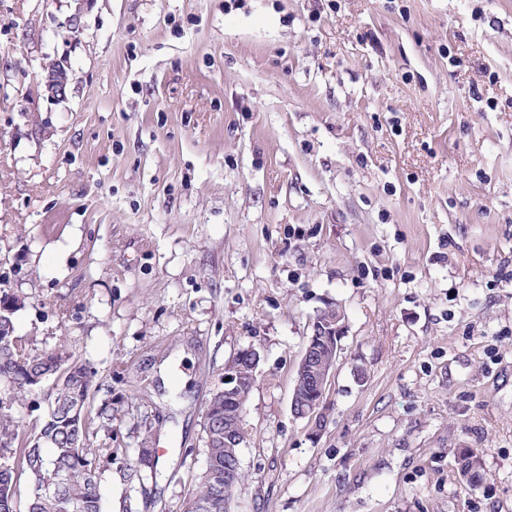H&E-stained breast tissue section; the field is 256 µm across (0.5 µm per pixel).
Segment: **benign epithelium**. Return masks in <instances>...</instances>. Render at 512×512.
Listing matches in <instances>:
<instances>
[{
	"instance_id": "obj_1",
	"label": "benign epithelium",
	"mask_w": 512,
	"mask_h": 512,
	"mask_svg": "<svg viewBox=\"0 0 512 512\" xmlns=\"http://www.w3.org/2000/svg\"><path fill=\"white\" fill-rule=\"evenodd\" d=\"M67 79L63 68L56 65L48 72L47 88L52 96L63 98L66 95ZM340 319L317 320L313 325V334L309 337L298 366V379L293 389L291 412L296 418L313 419L326 391L329 373L336 361L334 352L338 351L340 339ZM240 360L249 369L251 380H256V369L260 353L253 347L237 352ZM224 418H240L244 410L246 396L243 394L245 378L234 364L224 368Z\"/></svg>"
}]
</instances>
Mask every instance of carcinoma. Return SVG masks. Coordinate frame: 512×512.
I'll return each mask as SVG.
<instances>
[{"mask_svg":"<svg viewBox=\"0 0 512 512\" xmlns=\"http://www.w3.org/2000/svg\"><path fill=\"white\" fill-rule=\"evenodd\" d=\"M18 297L0 291V512H17V478L31 485L25 512H103L100 480L112 471L119 449L112 447V401L93 408L89 362L60 369L62 353L36 350L15 335ZM48 410L28 427L16 408L36 410L28 396L46 383ZM206 467L188 512H224V500L240 476L224 479V460L237 448L224 447V435L245 442L242 421H217L206 411Z\"/></svg>","mask_w":512,"mask_h":512,"instance_id":"1","label":"carcinoma"}]
</instances>
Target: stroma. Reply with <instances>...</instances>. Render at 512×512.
I'll use <instances>...</instances> for the list:
<instances>
[{
	"mask_svg": "<svg viewBox=\"0 0 512 512\" xmlns=\"http://www.w3.org/2000/svg\"><path fill=\"white\" fill-rule=\"evenodd\" d=\"M1 288L157 450L104 512H184L251 346L227 512H512V0H0ZM322 315L330 319L314 322L313 334L307 341L298 366V379L291 399L294 417L308 420L315 418L316 423L320 421L316 410L322 402L329 373L335 365L341 331V316H336L335 308L325 309Z\"/></svg>",
	"mask_w": 512,
	"mask_h": 512,
	"instance_id": "obj_1",
	"label": "stroma"
}]
</instances>
